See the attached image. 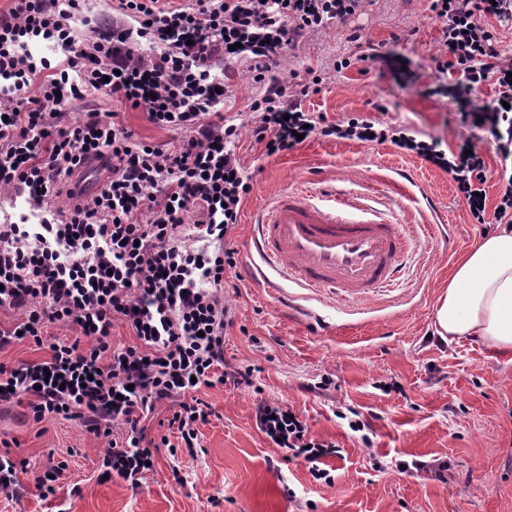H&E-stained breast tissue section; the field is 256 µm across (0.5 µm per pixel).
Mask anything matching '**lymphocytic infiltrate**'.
Instances as JSON below:
<instances>
[{"label":"lymphocytic infiltrate","mask_w":512,"mask_h":512,"mask_svg":"<svg viewBox=\"0 0 512 512\" xmlns=\"http://www.w3.org/2000/svg\"><path fill=\"white\" fill-rule=\"evenodd\" d=\"M0 11V186L25 194L40 223L0 224V307L21 312L0 328V349L27 341L48 346L43 361L0 364V403L27 399L35 422L61 416L106 438L102 464L138 489L160 447L145 421L157 403L176 402L168 420L186 448L212 409L194 397L195 386L248 380L224 368V338L234 317L224 301V275L235 268L224 239L238 222L250 185L239 161L236 125L219 106L224 62L248 58L263 95L249 109L251 131L265 156L294 151L297 132L362 143L393 142L450 175L474 223L512 225V56L498 48L496 24L512 21V0H431L440 24L438 72L450 80L441 93L456 103L461 121L484 128L501 164L495 207L483 192L488 164L468 144L445 151L404 129L349 117L315 119L300 98L318 75L290 94L273 76L281 57L304 35L347 23L364 0H189L162 8L157 0H118L105 21L76 37L71 22L82 0H9ZM55 40L63 66L34 59L29 42ZM38 95H29L31 84ZM495 88L479 101L485 85ZM118 99L146 113L150 123L183 130L170 148L133 141L113 112H87L61 124L68 106L88 92ZM99 163L107 174L91 197L70 185L76 173ZM74 199L51 213L54 199ZM190 226L203 247L183 244ZM122 320L136 344L113 347L112 325ZM76 328L66 343L46 344L48 325ZM257 424L278 449L304 458L317 476L335 443L310 436L291 410L256 406ZM65 464L31 471L28 461L0 455V494L18 496L20 476L33 472L42 498L55 495Z\"/></svg>","instance_id":"lymphocytic-infiltrate-1"}]
</instances>
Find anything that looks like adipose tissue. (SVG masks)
Listing matches in <instances>:
<instances>
[{"label":"adipose tissue","instance_id":"adipose-tissue-1","mask_svg":"<svg viewBox=\"0 0 512 512\" xmlns=\"http://www.w3.org/2000/svg\"><path fill=\"white\" fill-rule=\"evenodd\" d=\"M435 332L512 354V225L496 226L457 263L436 306Z\"/></svg>","mask_w":512,"mask_h":512}]
</instances>
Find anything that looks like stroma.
<instances>
[{
    "label": "stroma",
    "instance_id": "35a3bbf8",
    "mask_svg": "<svg viewBox=\"0 0 512 512\" xmlns=\"http://www.w3.org/2000/svg\"><path fill=\"white\" fill-rule=\"evenodd\" d=\"M429 6L368 0L352 21L307 35L278 71L286 78L317 72L319 90L301 104L327 121L361 115L445 148L466 140L497 169L487 131L461 124L456 105L437 91L446 77L436 69L440 31ZM355 32L379 44L381 56L336 70L337 59L356 53ZM394 33L400 41H391ZM251 66L241 59L224 68V118L241 127L262 92ZM112 110L136 140L172 147L182 137L93 92L70 115ZM238 157L251 190L226 242L237 265L224 283L235 314L224 364L252 369L250 384L201 387L198 397L216 415L200 426L198 447L160 448L136 490L120 477L102 478L106 442L77 422L37 423L26 402L0 404V454L66 464L54 497L40 499L28 473L25 495H0V512H512V359L491 357L476 341L445 342L433 328L449 271L488 230L457 200L450 175L389 143L319 136L268 158L245 134ZM332 184L413 229L406 267L392 291L347 312L332 298L287 306L247 278L250 217L283 191ZM261 399L292 409L315 439L342 447L328 460L329 479L314 478L303 459L281 460L255 423ZM357 420L365 429H353ZM441 462L448 466L442 482L432 470Z\"/></svg>",
    "mask_w": 512,
    "mask_h": 512
}]
</instances>
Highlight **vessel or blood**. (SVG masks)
I'll use <instances>...</instances> for the list:
<instances>
[{
    "instance_id": "vessel-or-blood-1",
    "label": "vessel or blood",
    "mask_w": 512,
    "mask_h": 512,
    "mask_svg": "<svg viewBox=\"0 0 512 512\" xmlns=\"http://www.w3.org/2000/svg\"><path fill=\"white\" fill-rule=\"evenodd\" d=\"M247 248L259 258L253 278L267 287L285 283L350 306L394 287L410 239L381 212L343 195L292 190L262 210Z\"/></svg>"
}]
</instances>
